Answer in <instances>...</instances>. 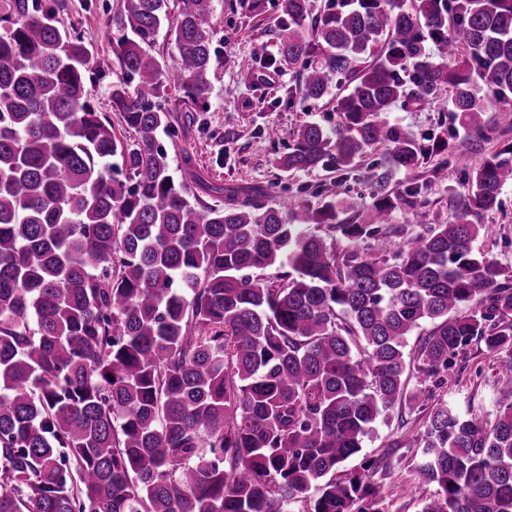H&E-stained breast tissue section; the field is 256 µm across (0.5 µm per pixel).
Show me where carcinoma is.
<instances>
[{
	"mask_svg": "<svg viewBox=\"0 0 512 512\" xmlns=\"http://www.w3.org/2000/svg\"><path fill=\"white\" fill-rule=\"evenodd\" d=\"M172 5L169 64L153 47ZM59 8L0 0V512H288L312 489L310 512H385L368 474H331L383 413L424 402V432L396 444L436 486L421 512H512V404L488 421L408 388L443 382L476 341L506 354L512 390V285L475 248L512 145L470 167L456 221L403 244L383 229L398 209L423 218L395 175L483 133L488 96L512 98V0H333L309 36V0H285L277 52L301 99L352 87L336 126H300L276 166L348 175L382 148L359 224L337 222L341 180L311 207L209 184L188 157L174 177L167 88L208 97L213 0H122L108 94L130 142L88 96L112 65ZM406 93L448 95L455 129L389 122Z\"/></svg>",
	"mask_w": 512,
	"mask_h": 512,
	"instance_id": "carcinoma-1",
	"label": "carcinoma"
}]
</instances>
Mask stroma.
Instances as JSON below:
<instances>
[{"label": "stroma", "mask_w": 512, "mask_h": 512, "mask_svg": "<svg viewBox=\"0 0 512 512\" xmlns=\"http://www.w3.org/2000/svg\"><path fill=\"white\" fill-rule=\"evenodd\" d=\"M58 18L62 25L75 27L85 44L99 58L112 55L113 19L120 0H61ZM284 0H215L210 24L218 51L211 73L212 89L203 105L180 101L178 85L168 93L179 112H191L195 121L178 129L176 137L163 138L168 161L180 169L192 160L211 182L234 187L262 186L277 195L290 194L316 204L321 191L332 188L333 174L317 170L282 173L276 157L287 153L301 125L315 122L334 127L338 116L332 97L301 101L295 72L278 60L274 24L282 16ZM256 66L258 79L242 83L237 72ZM416 137L423 138L452 126L454 116L447 98L422 106L397 102L388 114ZM489 130L478 137L459 133L447 177L434 180L432 163L397 173V184L420 183L424 222L445 224L455 219L457 204L466 192L465 167L480 161L507 144H512V112H503L491 101L483 114ZM475 246L490 259L512 270V186L505 187L498 208L484 218V228ZM502 360L483 347L471 345L448 369L445 382L436 393L464 412L494 416L500 404L512 401V391L499 382ZM426 415L415 410H392L379 418L365 438L359 453L342 463L339 473L361 472L364 465L385 458L387 466L373 473L382 487L388 512H420L433 486L417 484L414 467L420 460L417 448H397L393 442L402 428L419 430Z\"/></svg>", "instance_id": "35a3bbf8"}]
</instances>
